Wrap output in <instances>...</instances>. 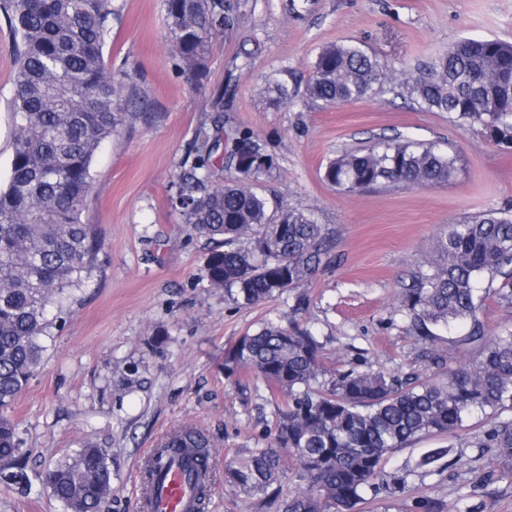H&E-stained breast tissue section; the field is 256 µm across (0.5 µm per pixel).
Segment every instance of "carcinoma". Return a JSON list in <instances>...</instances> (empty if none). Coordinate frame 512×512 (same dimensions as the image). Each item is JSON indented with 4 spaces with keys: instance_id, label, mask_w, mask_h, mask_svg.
Wrapping results in <instances>:
<instances>
[{
    "instance_id": "cac0c4a2",
    "label": "carcinoma",
    "mask_w": 512,
    "mask_h": 512,
    "mask_svg": "<svg viewBox=\"0 0 512 512\" xmlns=\"http://www.w3.org/2000/svg\"><path fill=\"white\" fill-rule=\"evenodd\" d=\"M176 51V68L204 75L212 40L233 28L232 0H163ZM16 39L14 135L9 182L0 189V472L24 477L16 424L7 409L42 361L49 312L75 300L97 269L102 243L82 220L92 191L91 165L99 149L140 118L142 92L127 71L110 69L104 47L118 16L113 0H0ZM431 77L402 79L410 97L428 112H447L463 124H480L495 141L512 145V44L496 39L455 42L431 64ZM397 78L377 55L354 43L324 47L306 86L314 102L363 99L374 86ZM274 102L291 99L288 87L268 82ZM210 131L190 144L188 167L173 183V210L181 223L224 241L204 266L209 286L237 304L256 305L297 288L321 261L326 233L309 206L290 207L258 191L274 167L251 160L224 170V89L210 105ZM234 146L266 144L238 129ZM458 156L434 143L382 139L344 151L324 168V180L344 193L386 184L446 185ZM512 313V210L490 209L438 236L433 256L402 289L400 306L439 368L445 358L433 344L432 325L470 322L467 341L483 336L478 314L487 299ZM323 345L308 327L268 322L224 352V372L250 371L286 408L274 432L224 460V487L263 496L288 473L294 487L282 512H354L362 493L383 478L387 455L425 436H448L474 413L512 409V330L494 337L478 358L443 372L436 382L409 374L390 376L350 368L325 379ZM487 446L512 471V420L492 429ZM212 441L180 426L145 460L144 484L179 453L191 454L196 512H205L213 482ZM50 495L64 512H102L112 495V473L100 448L86 447L45 474Z\"/></svg>"
}]
</instances>
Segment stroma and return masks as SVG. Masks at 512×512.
<instances>
[{
	"instance_id": "stroma-1",
	"label": "stroma",
	"mask_w": 512,
	"mask_h": 512,
	"mask_svg": "<svg viewBox=\"0 0 512 512\" xmlns=\"http://www.w3.org/2000/svg\"><path fill=\"white\" fill-rule=\"evenodd\" d=\"M105 48L108 64L134 73L149 115L105 143L92 163L85 220L103 240L100 270L77 302L52 313L43 362L8 410L27 460L28 491L0 479V512H63L44 485L46 470L85 444L103 448L112 472L106 512H141V465L174 427L191 424L213 438L216 465L268 434L283 397L253 375L226 379L225 350L267 321L311 326L328 370L367 366L393 375L439 379L400 310L399 293L450 224L490 208L512 207V148L426 112L399 83L331 107L307 100L321 49L355 43L413 77L464 38L512 43V0H245L238 25L213 39L203 77L179 72L162 0H117ZM14 36L0 10V187L13 143ZM276 79L293 103L264 92ZM224 90V129L252 130L274 168L267 196L311 206L331 237L316 272L300 287L240 306L203 277L216 241L181 223L170 187L199 133L214 89ZM401 136L452 147L453 182L390 185L354 194L323 179L327 161L381 138ZM512 410L465 419L448 437L389 453L386 488L367 490L355 512H512V473L487 448L495 420ZM434 448L446 454L423 467ZM209 512H279L275 496L247 497L216 480Z\"/></svg>"
}]
</instances>
